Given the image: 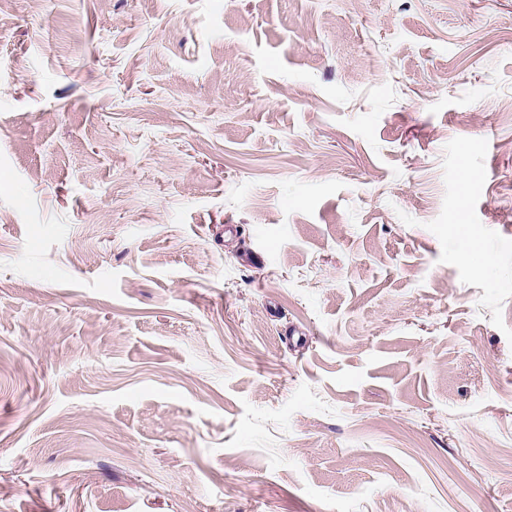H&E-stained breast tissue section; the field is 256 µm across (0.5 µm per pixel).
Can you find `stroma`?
<instances>
[{"label": "stroma", "instance_id": "35a3bbf8", "mask_svg": "<svg viewBox=\"0 0 512 512\" xmlns=\"http://www.w3.org/2000/svg\"><path fill=\"white\" fill-rule=\"evenodd\" d=\"M0 512H512V0H0Z\"/></svg>", "mask_w": 512, "mask_h": 512}]
</instances>
